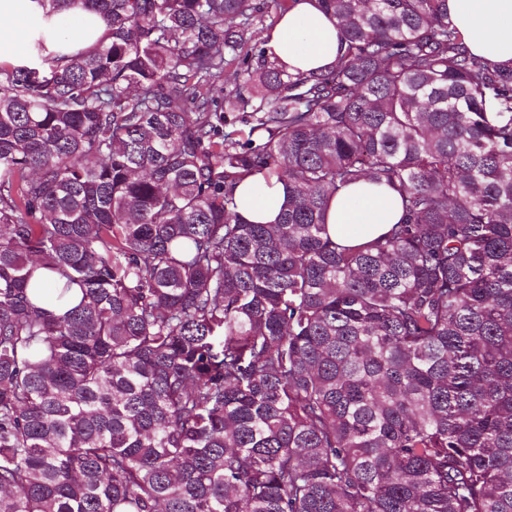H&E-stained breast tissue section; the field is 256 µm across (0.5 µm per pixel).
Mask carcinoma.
Segmentation results:
<instances>
[{"label":"carcinoma","mask_w":512,"mask_h":512,"mask_svg":"<svg viewBox=\"0 0 512 512\" xmlns=\"http://www.w3.org/2000/svg\"><path fill=\"white\" fill-rule=\"evenodd\" d=\"M37 2L108 41L0 62V512H512V66L448 0H317L320 74L247 50L293 0ZM238 212L254 224H275L287 199V188L276 178L246 177L236 188ZM400 217L399 195L395 191L361 182L332 198L326 223L334 241L355 246L385 233Z\"/></svg>","instance_id":"obj_1"}]
</instances>
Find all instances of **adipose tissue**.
I'll return each mask as SVG.
<instances>
[{"mask_svg":"<svg viewBox=\"0 0 512 512\" xmlns=\"http://www.w3.org/2000/svg\"><path fill=\"white\" fill-rule=\"evenodd\" d=\"M448 19L470 52L493 64L512 65V0H448ZM37 22L49 48L67 52L91 49L107 34L105 23L87 11L68 19L61 13L45 15L36 0H0V50L28 43ZM339 40L335 17L320 11L315 0H296L266 33L265 47L289 72L309 73L335 63ZM286 199V186L274 178L250 176L236 188L238 211L254 224L277 222ZM400 217L395 191L361 182L332 198L326 222L334 241L355 246L385 233Z\"/></svg>","mask_w":512,"mask_h":512,"instance_id":"obj_1","label":"adipose tissue"}]
</instances>
